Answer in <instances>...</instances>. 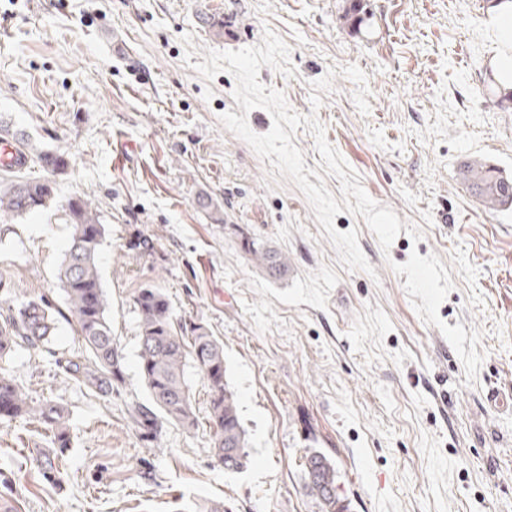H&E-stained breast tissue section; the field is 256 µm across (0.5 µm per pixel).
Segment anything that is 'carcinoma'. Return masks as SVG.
<instances>
[{"label":"carcinoma","instance_id":"carcinoma-1","mask_svg":"<svg viewBox=\"0 0 512 512\" xmlns=\"http://www.w3.org/2000/svg\"><path fill=\"white\" fill-rule=\"evenodd\" d=\"M33 162L46 173L67 165L63 154L39 151ZM463 183L491 209L512 208V176L486 163L466 162L460 168ZM55 198L54 182L47 177L14 174L0 181V233L15 219L47 208ZM70 245L59 265L57 280L65 295L66 320L73 323L81 350L62 366L65 377L104 397L125 382V361L112 338L108 301L98 270L105 239L92 202L72 196L65 203ZM252 264L269 280L288 277V256L267 242L245 239ZM134 305L139 320L138 364L148 392L147 403H135L128 413L143 438L157 437L163 422L186 429L197 425L192 392L185 379L193 363L209 389V426L213 453L224 472L241 473L248 462L247 431L226 377L224 345L195 321L174 320L168 298L151 285L138 290ZM54 315L43 299H31L15 308L0 304V361L15 350L35 347L52 335ZM33 418L49 434L53 447L71 445L70 412L59 401H34L0 366V419ZM234 448L236 453L228 455ZM307 489L320 512H346L338 494V470L321 451L308 450L302 463Z\"/></svg>","mask_w":512,"mask_h":512}]
</instances>
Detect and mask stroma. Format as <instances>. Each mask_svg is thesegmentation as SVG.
<instances>
[{"mask_svg":"<svg viewBox=\"0 0 512 512\" xmlns=\"http://www.w3.org/2000/svg\"><path fill=\"white\" fill-rule=\"evenodd\" d=\"M0 0V130L31 150L62 153L55 200L0 237V301L42 298L64 309L57 269L72 196L93 201L106 229L99 255L125 382L100 397L64 379L79 349L57 318L48 342L6 367L33 400L58 397L72 443L57 452L41 426L0 420V500L13 512H178L185 503L226 512H319L301 466L315 448L335 461L347 512H512V210L486 207L463 184V162L512 175V99L496 82L490 0ZM224 19L216 37L201 18ZM291 49L293 77L261 67L307 115L311 95L328 141L360 183L401 223L381 250L357 229L374 274L351 271L302 192L219 120L246 114L266 133L270 114L244 112L226 72L204 80L186 65L209 50L261 44ZM192 37L185 45L184 37ZM208 192L223 222L197 207ZM152 236L156 252L128 243ZM286 253L287 279L252 265L242 236ZM438 255L453 287L439 308L448 325L476 329L483 357L474 383L453 347L416 314L392 263ZM162 288L179 316L224 344L250 463L226 473L212 451L208 387L186 379L199 424H163L140 437L129 403L147 402L138 369V289Z\"/></svg>","mask_w":512,"mask_h":512,"instance_id":"stroma-1","label":"stroma"}]
</instances>
